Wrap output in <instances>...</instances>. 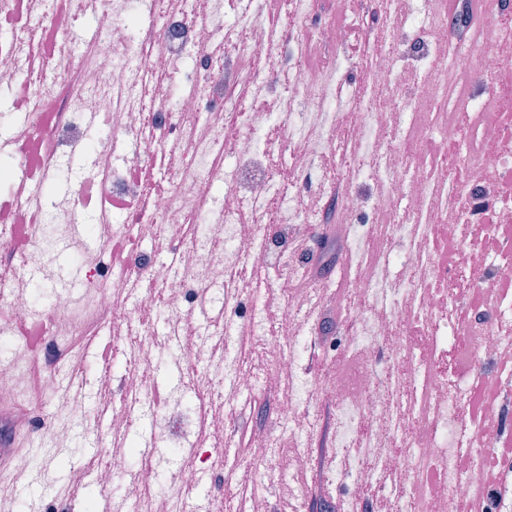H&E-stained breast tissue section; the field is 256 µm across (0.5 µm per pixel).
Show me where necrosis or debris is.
<instances>
[{
    "label": "necrosis or debris",
    "instance_id": "4bbe7bcc",
    "mask_svg": "<svg viewBox=\"0 0 512 512\" xmlns=\"http://www.w3.org/2000/svg\"><path fill=\"white\" fill-rule=\"evenodd\" d=\"M350 0H0L14 22L0 37V86L29 75L26 112L0 140V323L36 314L34 271L51 224L87 225L108 250L143 230L170 241L166 262L140 254L136 271L160 279L162 318L130 273L90 268V312L55 304L52 317L83 335L119 298L139 313L130 349L143 367L167 349L174 325L224 397L269 387L244 373L249 343L273 308L300 314L315 292L295 250L303 225L333 214L355 267L337 362L353 373L333 386L336 466L347 512H512V0H381L387 35L364 13L328 15ZM94 10L86 38L74 18ZM159 18L156 30L140 19ZM361 65L342 50L352 35ZM191 69L194 78L175 81ZM107 133L89 145L88 115ZM136 137L124 149L127 137ZM83 154L79 187L97 202L52 191ZM28 249H9L17 227ZM223 309L224 325L195 318ZM317 324L283 339L278 370L288 400L277 435L256 457L276 461L296 439L297 417L318 395L300 370ZM140 415L161 414L158 437L187 455L211 408L178 389L134 387Z\"/></svg>",
    "mask_w": 512,
    "mask_h": 512
}]
</instances>
